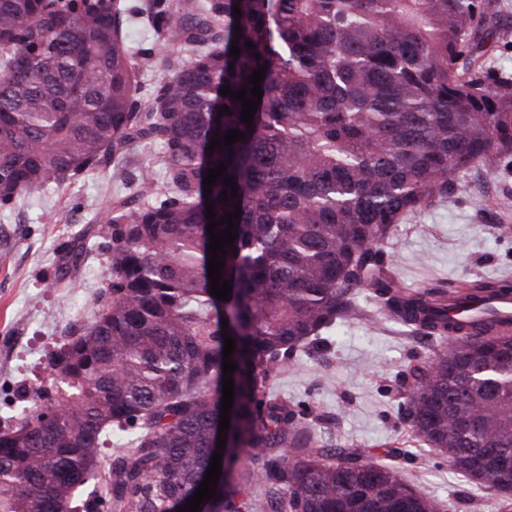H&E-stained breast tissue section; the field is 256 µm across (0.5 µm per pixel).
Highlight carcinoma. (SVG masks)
<instances>
[{
  "label": "carcinoma",
  "instance_id": "obj_1",
  "mask_svg": "<svg viewBox=\"0 0 512 512\" xmlns=\"http://www.w3.org/2000/svg\"><path fill=\"white\" fill-rule=\"evenodd\" d=\"M59 2L0 0V209L141 145L161 147L162 178L147 171L112 197L93 319L0 429V512L184 505L214 455L226 337L231 439L201 512H440L396 467L334 450L274 391L368 286L382 316L433 341L405 396L415 437L512 512L496 481L512 467V319L490 307L512 289L403 288L381 258L394 225L512 154V74L485 68L502 37L492 0H149L142 15L167 46L149 97L119 0ZM261 66L249 129L221 88L253 98ZM233 129L245 137L207 151ZM222 162L238 192L220 201L230 186L218 178L216 218L242 211L225 248L229 301L207 269L204 179ZM492 445L478 477L471 459Z\"/></svg>",
  "mask_w": 512,
  "mask_h": 512
}]
</instances>
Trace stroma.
Returning a JSON list of instances; mask_svg holds the SVG:
<instances>
[{
    "mask_svg": "<svg viewBox=\"0 0 512 512\" xmlns=\"http://www.w3.org/2000/svg\"><path fill=\"white\" fill-rule=\"evenodd\" d=\"M126 34L140 72L158 82L166 54L161 38L137 19ZM160 153L156 145L137 148L122 172L100 170L61 194L0 210V426L26 405L31 391L47 384L51 352L66 329L90 323L105 285L98 250L69 269L65 254L79 232L105 215L116 186L137 182ZM383 260L406 287L480 278L512 284V156L494 172L473 171L458 181L454 196L394 225ZM358 300L360 316L338 323L289 363L279 394L360 461L397 466L444 512H494L487 491L450 470L445 454L411 432L406 371L413 359L429 356L431 341L381 319L368 293Z\"/></svg>",
    "mask_w": 512,
    "mask_h": 512,
    "instance_id": "obj_1",
    "label": "stroma"
}]
</instances>
